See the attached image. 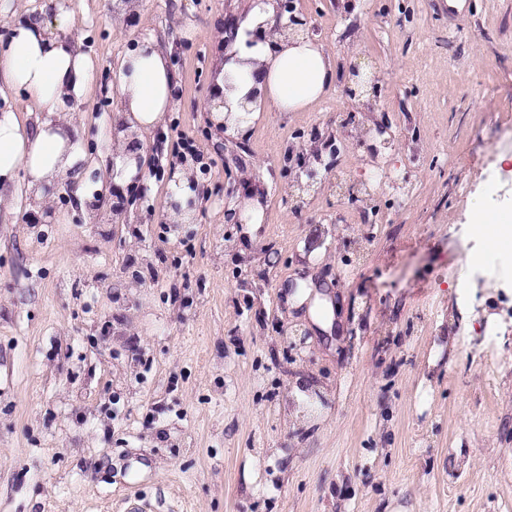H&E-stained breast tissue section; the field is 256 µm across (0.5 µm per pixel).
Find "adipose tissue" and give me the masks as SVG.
Returning <instances> with one entry per match:
<instances>
[{
  "instance_id": "obj_1",
  "label": "adipose tissue",
  "mask_w": 512,
  "mask_h": 512,
  "mask_svg": "<svg viewBox=\"0 0 512 512\" xmlns=\"http://www.w3.org/2000/svg\"><path fill=\"white\" fill-rule=\"evenodd\" d=\"M93 63L78 41L49 35L42 20L15 25L0 43V87L25 95L43 117L27 126L0 113V206L9 205L18 174L29 190L63 175H79L87 162L75 129V110L92 80ZM213 76L221 103L210 117L229 135L246 133L261 113L303 112L340 81L324 46L277 26L276 0H252L217 59ZM122 110L113 122L117 146L150 132L176 105L177 82L160 39L137 42L118 77ZM471 224L489 247L512 250V205L476 201Z\"/></svg>"
}]
</instances>
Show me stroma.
Returning <instances> with one entry per match:
<instances>
[{"label": "stroma", "instance_id": "1", "mask_svg": "<svg viewBox=\"0 0 512 512\" xmlns=\"http://www.w3.org/2000/svg\"><path fill=\"white\" fill-rule=\"evenodd\" d=\"M54 3L0 0V41L32 17L80 38L95 78L76 119L96 163L40 200L19 185L0 215V512H120L127 492L152 512H512V268L466 262L473 200L494 183L512 196L496 139L512 124V0H296L381 92L332 87L241 139L207 115L214 37L248 0ZM150 36L178 96L140 141L147 197L130 183L124 216L88 211L74 187L112 156L113 76ZM339 127L338 156L297 157ZM181 136L207 169L192 222L171 224L156 161ZM380 167L407 194L341 193ZM253 191L263 220L239 223L230 204ZM326 295L342 306L332 334L307 312Z\"/></svg>", "mask_w": 512, "mask_h": 512}]
</instances>
